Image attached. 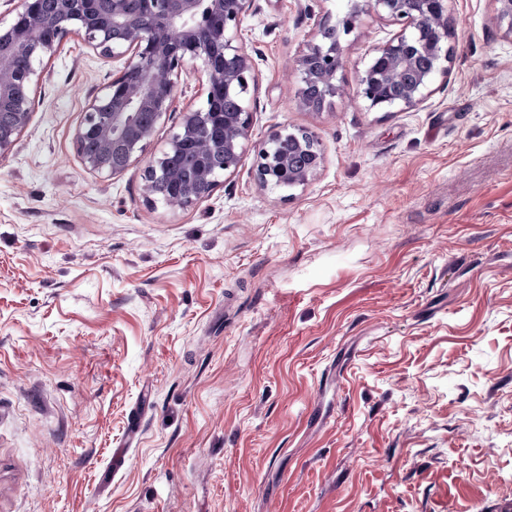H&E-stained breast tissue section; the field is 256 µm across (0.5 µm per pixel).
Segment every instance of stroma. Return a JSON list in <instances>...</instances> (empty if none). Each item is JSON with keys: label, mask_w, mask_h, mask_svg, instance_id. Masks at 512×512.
<instances>
[{"label": "stroma", "mask_w": 512, "mask_h": 512, "mask_svg": "<svg viewBox=\"0 0 512 512\" xmlns=\"http://www.w3.org/2000/svg\"><path fill=\"white\" fill-rule=\"evenodd\" d=\"M346 10L255 0L251 138L176 213L75 152L111 60L75 36L47 62L0 160V512H512V29L448 0L447 74L377 111L359 80L397 27L365 13L341 93L300 109ZM285 128L323 164L261 189ZM293 139L291 153L280 152L278 142ZM323 154L315 136L306 130L273 133L257 153L255 179L262 189H293L306 185L323 164Z\"/></svg>", "instance_id": "stroma-1"}]
</instances>
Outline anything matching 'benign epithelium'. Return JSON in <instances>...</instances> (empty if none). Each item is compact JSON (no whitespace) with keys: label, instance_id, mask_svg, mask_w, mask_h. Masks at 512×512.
I'll use <instances>...</instances> for the list:
<instances>
[{"label":"benign epithelium","instance_id":"obj_1","mask_svg":"<svg viewBox=\"0 0 512 512\" xmlns=\"http://www.w3.org/2000/svg\"><path fill=\"white\" fill-rule=\"evenodd\" d=\"M16 14L0 21V160L14 149L34 111L32 93L45 76L44 60L73 36L103 58L120 64L112 80L82 113L74 143L78 157L92 173L118 176L139 162L167 115L181 111V121L166 146L143 170V191L156 202L153 184L165 181L171 194L163 205L179 212L209 198L221 178L239 167L252 133L244 103L254 63L239 42L242 20L253 0H207L206 19L198 20L201 0H18ZM374 11L401 29L376 48L360 79L358 94L371 109L411 110L431 95L439 74L448 72L447 0H352L343 30L327 19L319 40L297 59L303 86L300 108L320 110L340 91L343 65L340 37L350 33L360 15ZM198 68L205 76V101L178 109L176 88L182 76ZM322 89L321 104L309 88ZM238 101L224 111V101ZM285 136L291 153L277 149ZM193 157L187 170L172 159ZM217 153L224 170L211 165ZM323 164L315 136L306 130L273 133L257 153L255 179L263 189L306 185Z\"/></svg>","mask_w":512,"mask_h":512}]
</instances>
